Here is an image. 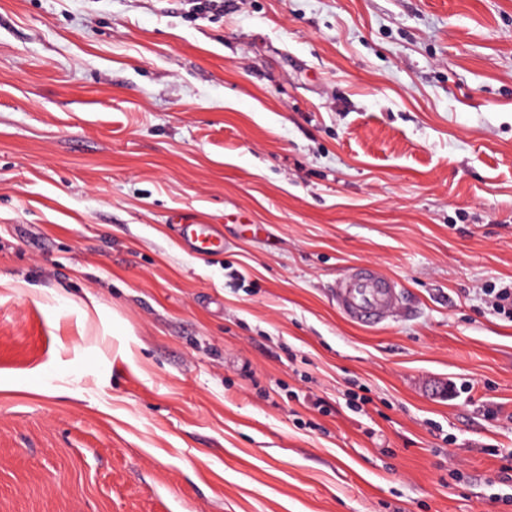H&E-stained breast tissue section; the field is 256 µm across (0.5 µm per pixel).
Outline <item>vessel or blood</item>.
<instances>
[{
    "instance_id": "obj_1",
    "label": "vessel or blood",
    "mask_w": 512,
    "mask_h": 512,
    "mask_svg": "<svg viewBox=\"0 0 512 512\" xmlns=\"http://www.w3.org/2000/svg\"><path fill=\"white\" fill-rule=\"evenodd\" d=\"M174 223L183 225L182 240L191 251L209 253L215 244L210 234L194 224L188 215L177 214ZM337 309L351 322L376 326L397 317L402 293L400 283L378 269L354 266L330 285Z\"/></svg>"
}]
</instances>
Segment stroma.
Here are the masks:
<instances>
[{
	"instance_id": "1",
	"label": "stroma",
	"mask_w": 512,
	"mask_h": 512,
	"mask_svg": "<svg viewBox=\"0 0 512 512\" xmlns=\"http://www.w3.org/2000/svg\"><path fill=\"white\" fill-rule=\"evenodd\" d=\"M0 274V512H512V0H0ZM174 224H182L184 232L182 240L184 245L193 252L210 253L217 247L210 234L201 229L203 224H194L186 214H176L171 218ZM329 288L337 309L348 320L362 326L393 320L402 304L400 283L371 267H351Z\"/></svg>"
}]
</instances>
